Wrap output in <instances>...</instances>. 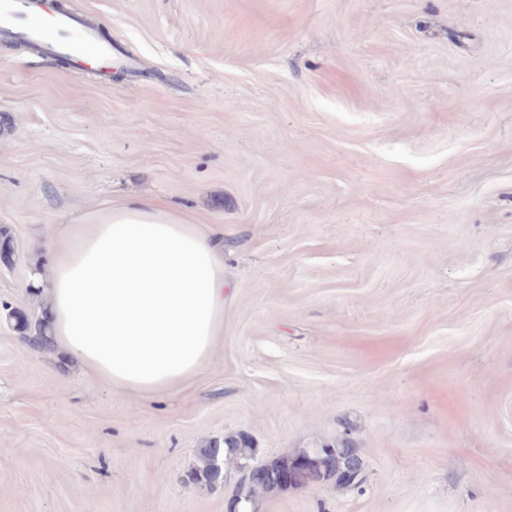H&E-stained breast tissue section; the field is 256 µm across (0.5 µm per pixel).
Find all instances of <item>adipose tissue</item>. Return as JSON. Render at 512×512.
I'll return each instance as SVG.
<instances>
[{
  "mask_svg": "<svg viewBox=\"0 0 512 512\" xmlns=\"http://www.w3.org/2000/svg\"><path fill=\"white\" fill-rule=\"evenodd\" d=\"M221 231L154 199L58 225L42 277L55 349L144 397L179 390L224 323Z\"/></svg>",
  "mask_w": 512,
  "mask_h": 512,
  "instance_id": "1",
  "label": "adipose tissue"
}]
</instances>
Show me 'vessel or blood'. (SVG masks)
Returning <instances> with one entry per match:
<instances>
[{
    "mask_svg": "<svg viewBox=\"0 0 512 512\" xmlns=\"http://www.w3.org/2000/svg\"><path fill=\"white\" fill-rule=\"evenodd\" d=\"M27 9L26 0H0V34L25 37L51 54L111 58V44L97 40L76 17L60 13L32 24Z\"/></svg>",
    "mask_w": 512,
    "mask_h": 512,
    "instance_id": "b4317fda",
    "label": "vessel or blood"
}]
</instances>
